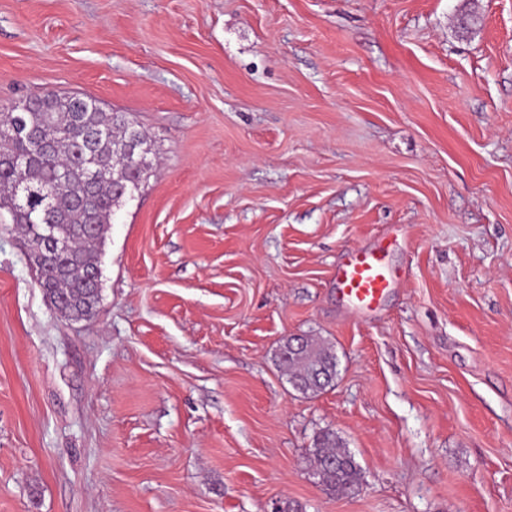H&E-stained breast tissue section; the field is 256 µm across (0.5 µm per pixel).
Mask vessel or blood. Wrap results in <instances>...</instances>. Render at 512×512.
<instances>
[{
	"instance_id": "obj_1",
	"label": "vessel or blood",
	"mask_w": 512,
	"mask_h": 512,
	"mask_svg": "<svg viewBox=\"0 0 512 512\" xmlns=\"http://www.w3.org/2000/svg\"><path fill=\"white\" fill-rule=\"evenodd\" d=\"M333 282L352 312L369 314L379 308L395 278L383 247L373 246L347 250L336 266Z\"/></svg>"
}]
</instances>
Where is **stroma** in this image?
Masks as SVG:
<instances>
[{
    "label": "stroma",
    "mask_w": 512,
    "mask_h": 512,
    "mask_svg": "<svg viewBox=\"0 0 512 512\" xmlns=\"http://www.w3.org/2000/svg\"><path fill=\"white\" fill-rule=\"evenodd\" d=\"M49 90L154 166L89 319L0 224V512H512V0H0V112ZM378 241L358 316L332 272ZM327 432L353 495L311 474ZM333 282L352 312L369 314L379 308L396 281L380 245L347 250L336 265ZM298 338L296 350L291 349L288 339L280 347V365L291 371L290 382L303 393L318 394L326 390L336 377V358L330 352L317 347L311 340Z\"/></svg>",
    "instance_id": "stroma-1"
}]
</instances>
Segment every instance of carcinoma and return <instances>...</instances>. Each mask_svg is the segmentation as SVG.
<instances>
[{
	"label": "carcinoma",
	"mask_w": 512,
	"mask_h": 512,
	"mask_svg": "<svg viewBox=\"0 0 512 512\" xmlns=\"http://www.w3.org/2000/svg\"><path fill=\"white\" fill-rule=\"evenodd\" d=\"M59 94L46 92L20 100L0 112V224H13L27 244L40 245L42 218L54 222L73 250H47L33 258L37 282L60 311L72 319L91 317L100 296L90 287V277L100 273V256L108 225L128 199L124 185L143 182L123 147L130 124L119 115L105 112L99 102L76 95L73 110L44 108L42 103ZM39 131L54 141L51 154L38 149L29 133ZM26 158L20 171L6 159ZM99 173L91 197L80 199L86 173ZM96 224L98 233L84 237L81 225ZM280 365L291 371L290 382L304 392L318 394L336 377V358L306 337L296 349L284 342L278 353ZM313 475L329 493L347 496L358 491L359 467L354 457L340 448L333 433L321 435L310 450Z\"/></svg>",
	"instance_id": "cac0c4a2"
}]
</instances>
